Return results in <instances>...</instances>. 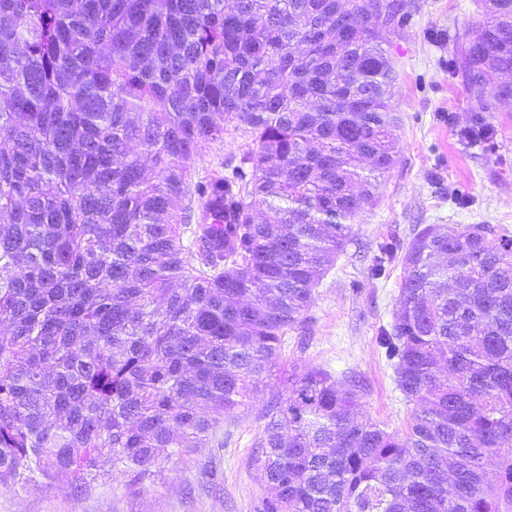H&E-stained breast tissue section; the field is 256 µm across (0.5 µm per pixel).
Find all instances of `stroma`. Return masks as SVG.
<instances>
[{
    "instance_id": "1",
    "label": "stroma",
    "mask_w": 512,
    "mask_h": 512,
    "mask_svg": "<svg viewBox=\"0 0 512 512\" xmlns=\"http://www.w3.org/2000/svg\"><path fill=\"white\" fill-rule=\"evenodd\" d=\"M408 2L403 28L382 43L396 72L398 162L381 179L375 206L357 217L353 242L321 277L303 328L284 342L281 365L268 378L270 387H281L289 366L321 367L340 382L357 376L365 389L359 415L401 432L412 406L376 341L399 310L401 267L391 264L384 277H372L380 244L408 243L425 224L512 230V99H497L490 85L470 89L454 74L455 40L476 33L481 17L473 0ZM479 95L496 104L487 117L494 134L471 141L462 132ZM268 401L263 390L226 414L220 444L177 460L150 489L108 482L75 495L62 480L0 486V512H257L266 488L256 443Z\"/></svg>"
}]
</instances>
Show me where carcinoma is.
<instances>
[{
    "label": "carcinoma",
    "mask_w": 512,
    "mask_h": 512,
    "mask_svg": "<svg viewBox=\"0 0 512 512\" xmlns=\"http://www.w3.org/2000/svg\"><path fill=\"white\" fill-rule=\"evenodd\" d=\"M455 74L512 97V0H475ZM404 0H0V484L148 489L246 405L397 163ZM473 121L486 137L478 98ZM230 132L239 157L193 164ZM377 343L414 405L291 373L260 512H512V235L386 242ZM495 478L483 479L489 461Z\"/></svg>",
    "instance_id": "cac0c4a2"
}]
</instances>
